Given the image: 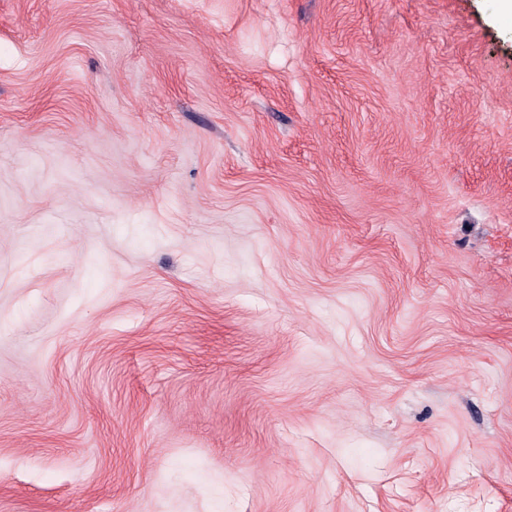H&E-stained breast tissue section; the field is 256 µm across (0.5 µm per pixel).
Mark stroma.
Listing matches in <instances>:
<instances>
[{"mask_svg": "<svg viewBox=\"0 0 512 512\" xmlns=\"http://www.w3.org/2000/svg\"><path fill=\"white\" fill-rule=\"evenodd\" d=\"M0 512H512L502 0H0Z\"/></svg>", "mask_w": 512, "mask_h": 512, "instance_id": "35a3bbf8", "label": "stroma"}]
</instances>
